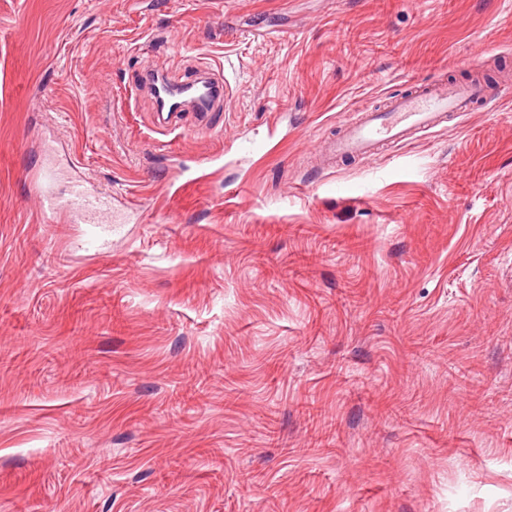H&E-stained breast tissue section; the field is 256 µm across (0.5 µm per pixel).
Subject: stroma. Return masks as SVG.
<instances>
[{
    "mask_svg": "<svg viewBox=\"0 0 512 512\" xmlns=\"http://www.w3.org/2000/svg\"><path fill=\"white\" fill-rule=\"evenodd\" d=\"M151 60L223 70L221 134L158 148ZM476 72L495 103L323 168ZM68 155L140 203L94 249L31 194ZM0 512H512V0H0ZM486 82L475 78L464 83L436 79L410 85L401 94L388 97L381 106L362 107L345 120L335 134L323 137L319 150L329 164L363 160L397 145L416 131H428L449 115L463 116L477 104L497 100Z\"/></svg>",
    "mask_w": 512,
    "mask_h": 512,
    "instance_id": "35a3bbf8",
    "label": "stroma"
}]
</instances>
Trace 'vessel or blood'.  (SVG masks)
I'll use <instances>...</instances> for the list:
<instances>
[{
  "label": "vessel or blood",
  "instance_id": "b4317fda",
  "mask_svg": "<svg viewBox=\"0 0 512 512\" xmlns=\"http://www.w3.org/2000/svg\"><path fill=\"white\" fill-rule=\"evenodd\" d=\"M205 87L208 96L199 107V117L207 123L217 98L224 92L222 73H210ZM496 98V91L477 78L463 83L444 79L415 83L406 91L388 97L381 106L359 108L335 134L320 140L319 149L332 164L367 159L409 139L416 131L436 128L448 116L465 115L475 105H486ZM67 167L71 175L66 193H56L58 173L52 167L32 175L31 190L40 195L44 215L69 224L86 225V243L96 246L107 225L125 223L136 209L130 201L100 190L81 171L76 160H68Z\"/></svg>",
  "mask_w": 512,
  "mask_h": 512
}]
</instances>
